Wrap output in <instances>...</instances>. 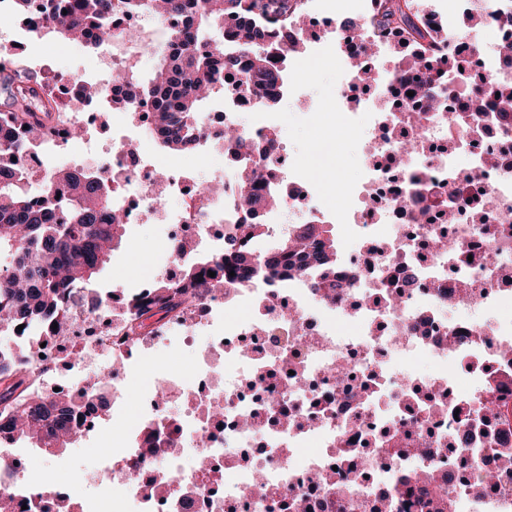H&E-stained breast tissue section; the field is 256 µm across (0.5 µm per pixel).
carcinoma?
<instances>
[{
  "label": "carcinoma",
  "instance_id": "obj_1",
  "mask_svg": "<svg viewBox=\"0 0 512 512\" xmlns=\"http://www.w3.org/2000/svg\"><path fill=\"white\" fill-rule=\"evenodd\" d=\"M160 13L177 22L169 29L165 45L150 55L159 56L154 76L139 82L127 72L111 78L120 98L119 108L132 110L152 102L154 132L161 149L169 153L199 147L206 130L188 122L197 120L204 100L217 93L223 76L242 75L246 92L273 91L283 86L288 59L301 52L289 31L302 17L299 0H0V24L36 20L64 39L73 37L88 49L112 38V22L118 12ZM382 30L388 32L393 65L390 95L399 96L395 84L407 72L421 81L434 78L427 62V47L447 40L446 33L423 29L414 12V0H383ZM234 29V44L224 43V26ZM33 80L46 101L41 114L29 110L21 84ZM5 107L0 109V247L11 250V260L0 264V337L23 324L29 329H48L64 311L67 295L75 289L90 293L98 271L110 259L114 243L125 234L124 215L112 207V186L102 175L51 170L37 189H32L20 168L21 154L29 142L63 136L72 141L80 125L68 124V101L57 85L41 80L22 59L14 62L11 76H0ZM487 98L498 104L501 117L512 118V91L489 84L470 99L469 110L480 112ZM224 145L234 157L247 159L254 145L239 131L224 133ZM272 168L260 163L243 170L240 195L256 206L252 191L269 188L277 196ZM41 195L40 204L31 201ZM339 259L334 225L290 224L278 246L264 254L224 242L221 256H208L211 277L186 261L176 282H160L152 298L135 299L126 336H142L170 316L184 320L194 303L224 286H248L262 281L274 285L288 277L311 275V288L334 291L342 287L336 276ZM41 374L30 364L0 349V418L18 436L37 448H66L80 430L70 405L45 394ZM482 408L491 426L512 425V406L503 403L496 390L483 391ZM424 483L417 504L423 512H448L447 482H437L425 472L414 476Z\"/></svg>",
  "mask_w": 512,
  "mask_h": 512
}]
</instances>
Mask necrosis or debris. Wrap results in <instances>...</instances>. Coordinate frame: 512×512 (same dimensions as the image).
Listing matches in <instances>:
<instances>
[{
	"label": "necrosis or debris",
	"mask_w": 512,
	"mask_h": 512,
	"mask_svg": "<svg viewBox=\"0 0 512 512\" xmlns=\"http://www.w3.org/2000/svg\"><path fill=\"white\" fill-rule=\"evenodd\" d=\"M304 5V53L320 57L325 44L349 51L350 31L326 17L313 0ZM429 29L448 33V52L463 53L476 81L512 89V63L499 53L512 40V0H460L458 15L442 17L434 0H415ZM386 82L360 105L341 86L335 108L343 130L358 129L368 158L362 179L343 204L327 211L311 192L309 176L276 149L285 191L265 214L283 231L319 213L340 227L350 250L339 255L348 287L322 300L307 279L275 287H227L196 305L192 322L174 318L147 336L126 338V305L102 312L91 295L69 306L59 333L41 342L17 337L14 354L51 369L58 398L74 400L83 437H99L109 420L121 423L120 448L102 475L75 480L47 494L45 475H32L35 453L13 454L15 436L0 432V490L12 512H289L306 497L311 512H355V499L393 493L398 469L433 470L448 479L457 512H512V484L479 492L485 469L497 466V449L512 447V430L491 441L479 412V389L502 385L512 404V121L496 108L470 115V98L456 79L431 82L439 112L390 108ZM224 109L209 113L207 136L196 159L169 168L156 187V165L140 151L154 143L146 109L114 110L112 203L130 224L152 219L166 225L164 248L178 257L184 244L224 251V240L246 217L236 176L224 173V129L251 112L244 133L263 144L277 128L278 106L260 92L242 95L237 76L226 77ZM241 125V124H240ZM416 139L404 167L383 166L401 155L399 133ZM210 162L209 182L220 195L186 191V202L154 208L173 197L199 162ZM483 204L482 217L471 212ZM451 239L440 251L435 236ZM416 270L422 285L401 284ZM245 314L227 320V309ZM176 348L183 362L154 371L141 387L135 419L127 417L129 376L113 373L109 388L87 389L86 376L121 362L139 367L157 350ZM466 368L453 374L454 365ZM179 411H172V404ZM222 407L210 416L212 407ZM398 435L409 454L395 460L375 435ZM211 470H202L199 452Z\"/></svg>",
	"instance_id": "4bbe7bcc"
}]
</instances>
